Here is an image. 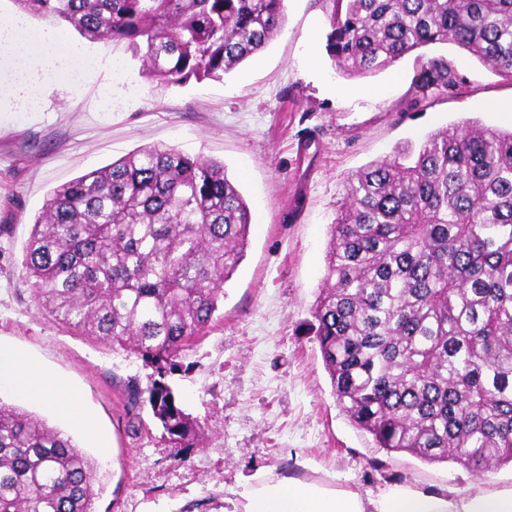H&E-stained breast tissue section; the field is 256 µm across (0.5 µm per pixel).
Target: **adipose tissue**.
Masks as SVG:
<instances>
[{
  "label": "adipose tissue",
  "instance_id": "adipose-tissue-1",
  "mask_svg": "<svg viewBox=\"0 0 512 512\" xmlns=\"http://www.w3.org/2000/svg\"><path fill=\"white\" fill-rule=\"evenodd\" d=\"M38 40L43 50L35 57L23 35L20 18L0 21V48L15 58L11 80L0 81L1 98L24 104L62 66V59L52 49L54 32L39 33ZM3 395L48 406L84 426L89 423L79 395L63 379L47 372L20 350L0 344V396ZM239 497L236 512H512V490L461 492L451 497L442 491L394 486L366 498L357 491L326 482L269 471L249 477Z\"/></svg>",
  "mask_w": 512,
  "mask_h": 512
}]
</instances>
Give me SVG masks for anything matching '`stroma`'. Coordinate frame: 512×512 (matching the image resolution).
<instances>
[{"instance_id": "1", "label": "stroma", "mask_w": 512, "mask_h": 512, "mask_svg": "<svg viewBox=\"0 0 512 512\" xmlns=\"http://www.w3.org/2000/svg\"><path fill=\"white\" fill-rule=\"evenodd\" d=\"M25 21L28 32L57 33L67 64L31 104L0 112V343L66 380L106 435L98 447L50 410L26 406L93 458L94 512H224L261 470L366 497L395 485L512 489L508 465L480 473L378 448L337 405L307 333L347 177L442 127L511 130L512 83L452 43L423 50L455 69L452 94L414 102L410 56L368 77L343 75L326 51L325 0H285L279 35L222 80L168 87L124 48ZM109 61L129 82L104 70ZM150 145L222 161L253 216L223 306L168 377L203 431L199 447L183 450L171 448L148 402L128 400L129 385L150 387L151 364L59 323L21 268L54 188Z\"/></svg>"}]
</instances>
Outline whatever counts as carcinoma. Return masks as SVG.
Instances as JSON below:
<instances>
[{
  "instance_id": "cac0c4a2",
  "label": "carcinoma",
  "mask_w": 512,
  "mask_h": 512,
  "mask_svg": "<svg viewBox=\"0 0 512 512\" xmlns=\"http://www.w3.org/2000/svg\"><path fill=\"white\" fill-rule=\"evenodd\" d=\"M89 42L124 43L163 86L221 79L262 52L284 0H13ZM327 52L366 77L452 42L512 80V0H328ZM459 86L430 59L421 101ZM252 215L224 163L138 148L50 193L21 263L61 324L149 362L174 448L202 437L166 381L203 335ZM333 394L387 452L478 472L512 465V130L465 122L347 178L311 309ZM94 463L0 400V512H94Z\"/></svg>"
}]
</instances>
